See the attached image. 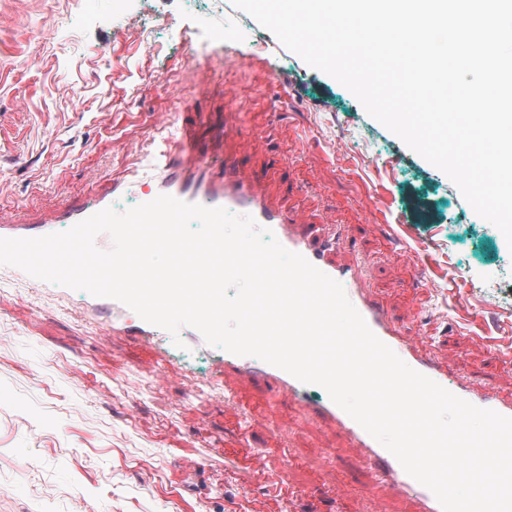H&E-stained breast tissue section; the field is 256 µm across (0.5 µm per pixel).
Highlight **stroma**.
<instances>
[{
  "mask_svg": "<svg viewBox=\"0 0 512 512\" xmlns=\"http://www.w3.org/2000/svg\"><path fill=\"white\" fill-rule=\"evenodd\" d=\"M238 115H231V108ZM202 112L209 144L340 234L412 339L512 393V249L440 169L233 0H0V217L127 184ZM0 269V512H415L348 435L224 366L194 327ZM233 387L232 398L208 394Z\"/></svg>",
  "mask_w": 512,
  "mask_h": 512,
  "instance_id": "obj_1",
  "label": "stroma"
}]
</instances>
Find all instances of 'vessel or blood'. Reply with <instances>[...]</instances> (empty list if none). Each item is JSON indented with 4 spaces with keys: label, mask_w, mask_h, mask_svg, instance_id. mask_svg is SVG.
<instances>
[{
    "label": "vessel or blood",
    "mask_w": 512,
    "mask_h": 512,
    "mask_svg": "<svg viewBox=\"0 0 512 512\" xmlns=\"http://www.w3.org/2000/svg\"><path fill=\"white\" fill-rule=\"evenodd\" d=\"M146 170L151 182L147 199L166 194L187 203L250 215L257 224L270 229L285 249L302 255L337 280L371 331L408 366L477 407L512 417V399H500L475 390L466 377L449 378L447 370L436 363L423 346L404 336L377 298L362 288L357 264L336 261L335 239L323 237L315 225L300 223L286 207L275 203L265 189L261 174L249 170L236 156L210 148L200 149L195 124L182 122L175 130L173 149L151 154ZM125 188V183L116 182L92 197L62 202L48 213L25 211L0 225V237L27 238L41 224H77L111 207L113 197L121 195ZM224 365L239 373L257 374L278 393L285 391L300 398L309 390L308 385L276 366L267 363L262 368H254L248 356L225 353ZM309 409L321 419L340 426L359 448L364 463L376 471L379 480L389 482L399 494L413 497L419 505L418 512H442L434 494L408 475L397 459L333 403L328 394H321Z\"/></svg>",
    "instance_id": "1"
}]
</instances>
